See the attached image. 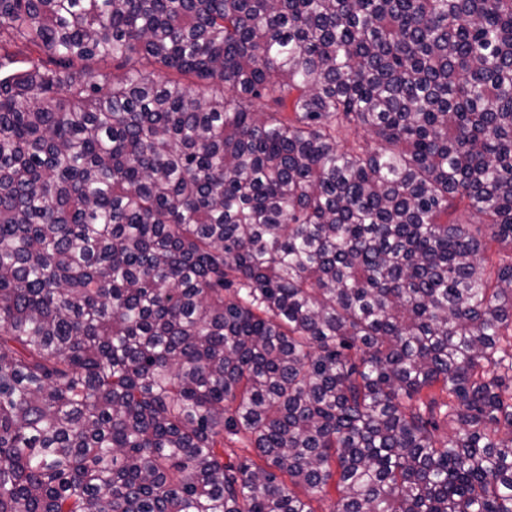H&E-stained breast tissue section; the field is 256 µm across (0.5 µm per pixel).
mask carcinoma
Masks as SVG:
<instances>
[{
  "mask_svg": "<svg viewBox=\"0 0 512 512\" xmlns=\"http://www.w3.org/2000/svg\"><path fill=\"white\" fill-rule=\"evenodd\" d=\"M508 250L512 0H0V512H512Z\"/></svg>",
  "mask_w": 512,
  "mask_h": 512,
  "instance_id": "cac0c4a2",
  "label": "carcinoma"
}]
</instances>
